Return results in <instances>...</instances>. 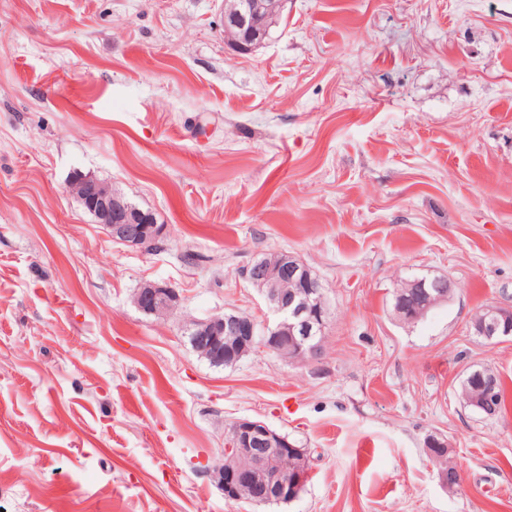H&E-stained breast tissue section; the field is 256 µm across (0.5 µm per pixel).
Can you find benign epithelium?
<instances>
[{
    "label": "benign epithelium",
    "mask_w": 512,
    "mask_h": 512,
    "mask_svg": "<svg viewBox=\"0 0 512 512\" xmlns=\"http://www.w3.org/2000/svg\"><path fill=\"white\" fill-rule=\"evenodd\" d=\"M286 0H224V43L238 54L251 53L261 37L279 22ZM69 191L92 214L113 241L137 249H150L164 234L163 226L134 207L121 193L96 179L78 175ZM242 278L259 292L274 315L271 322L257 324L238 311H227L185 327L196 351L216 364L236 357L253 346L275 353L290 362H304L318 356L327 325L323 289L310 269L290 253L272 261L255 262L242 271ZM289 281L301 284L297 292L285 288ZM422 299L406 319L421 318L436 305L448 300L450 293H430L425 282L416 281ZM142 312L166 317L180 305V295L168 285L147 284L133 296ZM476 335L490 340L512 335V317L498 306L476 325ZM295 450L288 436L263 421L241 418L225 434L224 458L213 473L224 490V498L260 506L269 499H294L308 481V469L291 472L281 469L279 461Z\"/></svg>",
    "instance_id": "7a95c632"
}]
</instances>
